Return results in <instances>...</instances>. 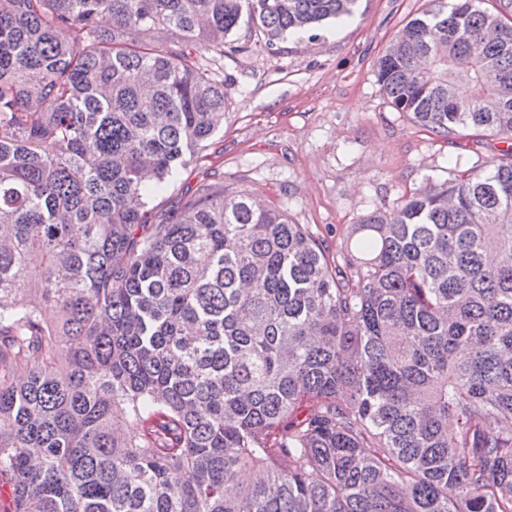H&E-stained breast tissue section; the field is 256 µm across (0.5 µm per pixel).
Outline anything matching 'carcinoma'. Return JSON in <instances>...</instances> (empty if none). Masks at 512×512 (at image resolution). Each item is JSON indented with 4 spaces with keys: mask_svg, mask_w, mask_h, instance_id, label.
<instances>
[{
    "mask_svg": "<svg viewBox=\"0 0 512 512\" xmlns=\"http://www.w3.org/2000/svg\"><path fill=\"white\" fill-rule=\"evenodd\" d=\"M357 2L0 0V512H512L511 148L336 259L244 191L145 208L224 126L242 22L272 48ZM481 4L427 0L376 81L511 142Z\"/></svg>",
    "mask_w": 512,
    "mask_h": 512,
    "instance_id": "1",
    "label": "carcinoma"
}]
</instances>
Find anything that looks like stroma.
<instances>
[{
	"instance_id": "1",
	"label": "stroma",
	"mask_w": 512,
	"mask_h": 512,
	"mask_svg": "<svg viewBox=\"0 0 512 512\" xmlns=\"http://www.w3.org/2000/svg\"><path fill=\"white\" fill-rule=\"evenodd\" d=\"M425 0H360L355 15L292 35L273 49L241 25L219 60L228 83L224 128L205 163L150 199L156 212L188 200L202 176L243 189L306 225L333 254L359 218L393 210L427 181L480 171L503 145L436 137L395 111L375 78L378 59Z\"/></svg>"
}]
</instances>
